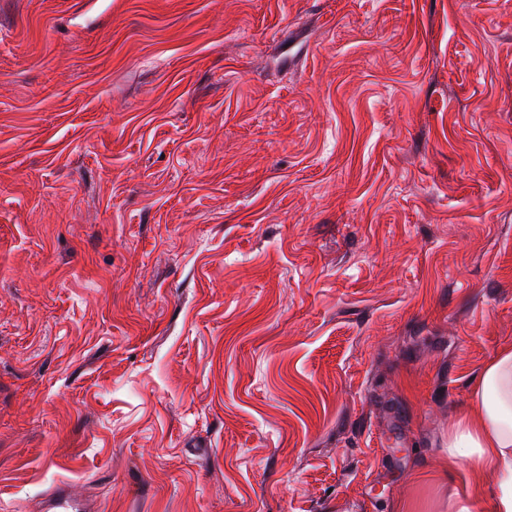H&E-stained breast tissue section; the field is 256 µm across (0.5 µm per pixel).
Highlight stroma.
<instances>
[{"instance_id": "1", "label": "stroma", "mask_w": 512, "mask_h": 512, "mask_svg": "<svg viewBox=\"0 0 512 512\" xmlns=\"http://www.w3.org/2000/svg\"><path fill=\"white\" fill-rule=\"evenodd\" d=\"M512 0H0V512H490ZM472 409L448 430V459H465L495 478L492 512H512V349L483 369ZM41 510L44 512H86L83 500L71 492L67 484L58 482L43 497Z\"/></svg>"}]
</instances>
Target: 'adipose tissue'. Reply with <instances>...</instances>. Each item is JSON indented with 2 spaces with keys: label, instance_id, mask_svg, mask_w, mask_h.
<instances>
[{
  "label": "adipose tissue",
  "instance_id": "obj_1",
  "mask_svg": "<svg viewBox=\"0 0 512 512\" xmlns=\"http://www.w3.org/2000/svg\"><path fill=\"white\" fill-rule=\"evenodd\" d=\"M472 407L448 430L449 459H465L495 479L491 512H512V349L483 369Z\"/></svg>",
  "mask_w": 512,
  "mask_h": 512
}]
</instances>
